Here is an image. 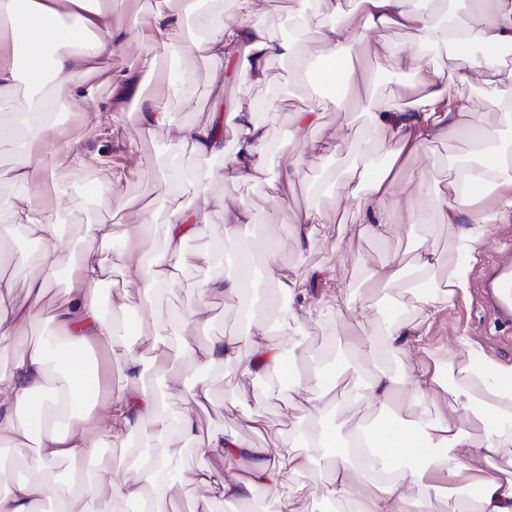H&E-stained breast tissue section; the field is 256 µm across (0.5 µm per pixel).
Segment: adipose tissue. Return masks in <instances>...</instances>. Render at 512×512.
<instances>
[{
  "label": "adipose tissue",
  "mask_w": 512,
  "mask_h": 512,
  "mask_svg": "<svg viewBox=\"0 0 512 512\" xmlns=\"http://www.w3.org/2000/svg\"><path fill=\"white\" fill-rule=\"evenodd\" d=\"M170 2L156 0L146 24L118 28L112 22V0H0V104L13 98L20 80L30 81L33 88L23 111L0 120V145L14 149L12 180L35 196L33 202L11 208L10 224L0 229L38 245L35 256H16L12 274L0 276V351L13 355L10 367L0 370V512H44L50 500L55 512H118V505L129 500L144 503L145 512H169L168 493L182 467V451L172 442L195 440L197 413L211 405L212 397L200 384L182 388V409L170 414L161 408L157 390L144 383L145 374L165 376L179 363L198 371L233 363L245 376L265 378V400L281 397L290 371L284 355L297 351L301 316L323 305L338 310L348 303L338 269L279 273L272 297L259 302L248 294L247 261L239 259L232 272L199 284L194 309L171 323L180 333L176 339L159 328L153 304L177 276L169 255L180 252L183 242L201 229L212 184L250 182L273 155L287 181L300 178L307 158H325L312 136L322 111L346 110L352 97L366 111L369 142L340 174L329 176L322 193L344 201L357 216L361 233L382 241L392 236L393 212L405 211L409 225H416L417 204L432 197L439 223L456 228L455 250L443 259L421 245L412 259L395 254L369 271L370 286L380 288L413 270L434 282L438 296L422 302L415 320H385L379 338L359 339L354 352H339V368H318L313 375L318 391L309 403L319 413L336 409L358 415L389 405L400 393L414 408L415 419L409 425L387 422L368 433L348 426L315 430L311 447L333 454L318 478L337 506L354 512H434V501L443 492L455 499L457 512H512V426L503 424L512 419V368L484 360L462 334L447 366L431 369L421 363L403 378L381 368L363 370L364 362L406 359L422 350L432 323L467 287L468 269L460 252L474 250L485 224L512 211V141L499 136L500 127L512 128V103L502 105L498 126L485 128L474 121L477 102L471 93L476 79L512 47V0H468L460 15L449 9L448 0H433L428 11L415 0H357L352 11L343 0H333L327 14L299 9L293 36L281 41L272 39L258 21L253 0H233L236 14L228 21L219 13L196 14V0H182V13L196 16L194 36L186 34L181 14L171 11ZM391 29L411 31L421 48L445 39L454 61L449 77L426 65L412 67L404 51L394 48L390 67L414 68V79L400 93L370 97L364 77L344 60L349 48L365 44L368 34ZM132 44L172 58L204 54L213 63L212 81L218 85L242 58L253 76L260 77L270 59L306 57L316 62L317 79L334 83L336 92L298 112L290 140L275 148L250 107L216 112L206 124L182 128L180 138L192 144L199 166L185 177L179 154L167 156L157 173L165 187L159 202H146L135 212L140 237L111 254V225L90 224L83 250L67 253L63 227L51 220L44 197L55 191L57 169L100 165L104 159L78 151L75 140L61 136L56 114L74 112L83 123L102 126L111 105L101 98L96 81L100 63ZM476 44L482 48L478 57L470 53ZM106 81L112 95L136 101L129 119L148 131L167 125L163 103L143 96L140 82L129 72L109 71ZM226 128L238 135L229 162L224 159ZM453 132L472 139L471 157L434 154L435 144ZM428 151L433 168L453 172L447 189L436 188L428 173L412 165V158ZM491 186L502 189L495 210L474 208V200ZM158 203L170 212L159 252L147 247ZM283 221L299 247L313 233H332L327 213L311 205L284 208ZM111 266L121 271L135 295L105 311L99 290ZM61 267L66 270L62 297L43 305L53 286L51 276ZM20 279L27 291L18 301L14 291ZM314 281L321 284V294L311 293ZM219 296L233 300L247 324L245 336L189 340L186 329L208 323V305ZM133 306L139 313L131 317L127 310ZM40 322L51 325V334L30 340L28 329ZM116 368L127 382L117 395L112 392ZM345 374L356 381L357 390L341 402L333 390ZM436 400L445 409L433 415L426 405ZM477 415L485 424L480 436L463 425ZM242 420L261 436L263 446L221 429L212 431L205 446L224 466L204 465L193 472V482L212 492L196 503L194 512H214L217 496L247 501L260 491L270 494L272 512H304V489L293 478L309 471L311 456L293 448L281 425L260 409L247 410ZM121 431L135 436L139 447L155 451L152 459L134 462L128 479L115 478L111 457L99 451L103 435ZM61 461L72 467L62 489L52 482ZM405 484L413 494L402 492Z\"/></svg>",
  "instance_id": "1"
}]
</instances>
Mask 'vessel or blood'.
<instances>
[{
	"instance_id": "b4317fda",
	"label": "vessel or blood",
	"mask_w": 512,
	"mask_h": 512,
	"mask_svg": "<svg viewBox=\"0 0 512 512\" xmlns=\"http://www.w3.org/2000/svg\"><path fill=\"white\" fill-rule=\"evenodd\" d=\"M479 303L496 332L512 333V256L485 269L478 290Z\"/></svg>"
}]
</instances>
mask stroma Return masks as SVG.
Wrapping results in <instances>:
<instances>
[{"label":"stroma","instance_id":"1","mask_svg":"<svg viewBox=\"0 0 512 512\" xmlns=\"http://www.w3.org/2000/svg\"><path fill=\"white\" fill-rule=\"evenodd\" d=\"M411 47L410 34L391 31L384 38L376 39L365 48H353V63L364 70L372 79V89L378 94H390L403 84L411 81L413 73L406 70L394 72L384 57L385 43ZM184 75V87L178 96L167 98L166 106L171 122L168 126L153 131H145L128 121L129 100L116 99L112 102V114L105 132L85 130L81 120L74 114L65 112L58 116L60 128L67 133L83 132L81 148L97 151L112 158L113 170L123 172V190L132 200H147L159 196L163 188L155 180V174L162 162L164 153L180 150L186 169H193L197 158L191 145L179 143L181 128L199 125L209 120L215 100L224 105H250L261 100L272 101V108L258 111L257 119L267 129L270 143L288 140L291 135L295 112L310 105L307 97L289 95L288 90L294 80L290 62L278 58L271 59L262 78L252 76L248 67H241L237 79L225 85L223 92H216L207 81L213 63L204 55H188L173 62ZM350 125L357 131L354 139L338 143L336 132L340 127ZM327 154H352L360 141L368 136L365 119L359 111L325 112L315 130ZM326 171L316 164H307L300 179L289 186L286 195L274 199L273 189L280 186L281 174L276 162L268 164L257 172L256 183L216 182L211 193L213 203L209 208L208 227L204 234L188 238L183 245L185 255H193L206 249L214 240L224 234V206L228 203H244L253 214V224L244 226L241 236L248 243L253 256L252 282L261 289L273 288V274L292 267H313L341 265L342 277L349 287V309L332 318L313 314L302 319L304 329L303 346L308 350H325L337 347L357 336H370L376 333L383 317L410 319L415 315L411 294L431 298L435 288L411 289L403 282L381 290L363 287L362 278L367 268L378 265L394 252H411L412 239L407 236L406 225H399L398 234L387 242L369 235H360L357 218L346 210L344 204L335 197L323 195L317 198V205L330 215L334 222L335 235L339 245L322 236H313L303 249H296L293 239L286 234L281 221V209L288 206L304 208L310 200L309 185L323 178ZM55 181L61 189L59 199L53 200L52 210L60 223L65 224L67 233L64 241L67 248L81 245L82 227L103 219L112 221V250L125 248L133 238L131 218L128 213L108 217L103 204L95 193L99 185L98 176L92 169L83 167L57 170ZM282 242L280 251L269 252L270 241ZM512 253V213L502 215L499 223L487 225L482 241L467 257L468 280L471 284L465 294L458 296L452 306L440 315L431 326L426 338V351L422 355L424 363L444 365L455 354L454 338L458 332H466L484 357L505 366H512V340L496 337L492 328L475 308V291L472 287L480 273L495 260ZM227 265L186 266L177 281L164 290L155 303V314L164 319L168 316L189 310L195 303V289L201 281L224 274ZM181 381L196 378L207 385L217 404L224 406L223 414L214 410L199 412V437H206L215 429L229 433H240L250 437L248 429L240 428L238 412L230 407L231 398H239L248 405H261L266 415L279 423L288 434H297L306 425H317L327 429L339 423L337 412L323 415L312 413L305 399L293 393H284L281 399L263 401L266 386L264 379L242 376L235 365L193 374L187 368H176Z\"/></svg>","mask_w":512,"mask_h":512}]
</instances>
